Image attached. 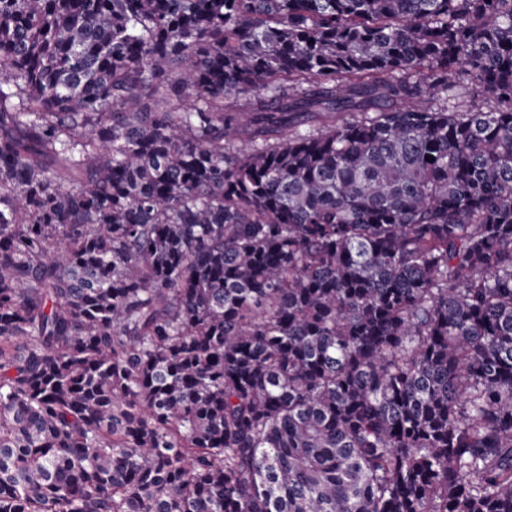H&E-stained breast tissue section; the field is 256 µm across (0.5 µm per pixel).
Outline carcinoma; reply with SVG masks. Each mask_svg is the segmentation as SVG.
<instances>
[{
  "label": "carcinoma",
  "mask_w": 512,
  "mask_h": 512,
  "mask_svg": "<svg viewBox=\"0 0 512 512\" xmlns=\"http://www.w3.org/2000/svg\"><path fill=\"white\" fill-rule=\"evenodd\" d=\"M0 512H512V0H0Z\"/></svg>",
  "instance_id": "carcinoma-1"
}]
</instances>
